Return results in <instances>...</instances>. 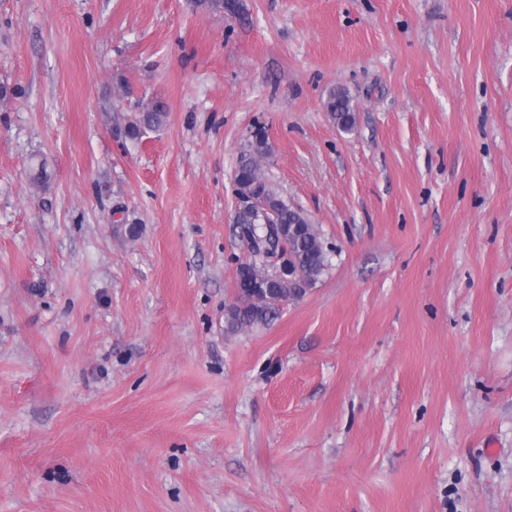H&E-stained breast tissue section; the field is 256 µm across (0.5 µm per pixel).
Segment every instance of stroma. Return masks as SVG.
I'll use <instances>...</instances> for the list:
<instances>
[{
  "mask_svg": "<svg viewBox=\"0 0 512 512\" xmlns=\"http://www.w3.org/2000/svg\"><path fill=\"white\" fill-rule=\"evenodd\" d=\"M240 3L0 0V512H512V0ZM258 125L328 265L228 333ZM326 112L343 131H350L355 125V107L349 93L342 88H332L324 102ZM168 107L161 99H153L142 112L125 123L120 132L125 139L139 140L147 130H156L166 122Z\"/></svg>",
  "mask_w": 512,
  "mask_h": 512,
  "instance_id": "35a3bbf8",
  "label": "stroma"
}]
</instances>
